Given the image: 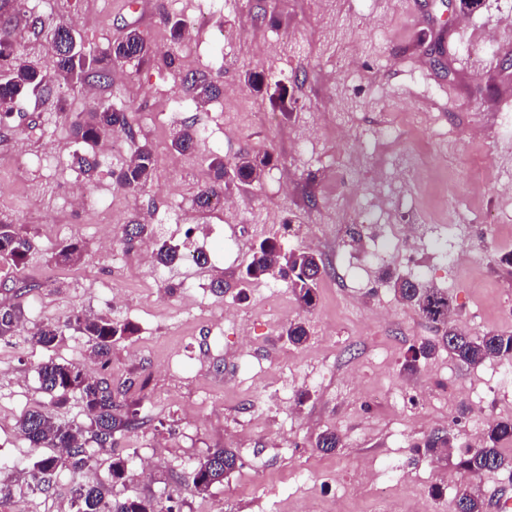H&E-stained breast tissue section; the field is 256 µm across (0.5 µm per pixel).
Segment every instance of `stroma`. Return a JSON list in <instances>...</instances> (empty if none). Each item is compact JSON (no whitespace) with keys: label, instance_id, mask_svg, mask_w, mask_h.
Here are the masks:
<instances>
[{"label":"stroma","instance_id":"stroma-1","mask_svg":"<svg viewBox=\"0 0 512 512\" xmlns=\"http://www.w3.org/2000/svg\"><path fill=\"white\" fill-rule=\"evenodd\" d=\"M139 2L135 12L120 0H10L0 9V29L39 69L50 61L35 16L68 24L88 48L134 27L152 49L149 60L115 67L96 97L55 78L0 125V222L26 226L34 242L19 273L32 291L0 289V302L20 303L27 329L102 313L138 328L105 367L72 331L48 350L26 334L0 341V480L26 479L36 459L16 426L23 412L87 421L78 396L56 407L41 389L38 368L53 359L107 378L116 401L143 419L116 433L114 446L149 462V476L132 474L117 496H170L181 512H302L310 494L319 512H453L464 474L415 447L437 431L466 444L486 417H512V358L456 360L389 278L449 290L470 334H512V0H482L470 12L445 0H229L196 25L198 54L175 69L162 62L181 51L167 20L196 17L199 0ZM248 71L286 86V101L250 90ZM191 73L221 94L195 102ZM99 98L127 113L129 129L123 151L87 176L75 158L102 145L77 140L71 123ZM186 126L210 128V140L171 151ZM144 143L151 184L118 186L113 171ZM245 150L273 163L249 189L229 187L235 209L197 212L191 230L168 222L172 209L192 207L213 154L229 164ZM354 152L358 176L331 192ZM75 183L95 209L71 205ZM151 210L152 240L182 254L166 267L123 239L128 219ZM409 226L408 251L400 239ZM272 235L284 250L321 256L313 308L279 277L240 286L253 245ZM213 237L229 239L226 255L197 264L194 253ZM72 241L79 258L56 263ZM217 278L224 292L212 288ZM294 319L311 330L299 348L283 334ZM423 340L437 351L407 374L410 348ZM328 429L343 446L327 454L314 442ZM213 448L233 449L240 465L202 496L187 474ZM107 473L108 456L96 451L78 477L29 494L33 512H75L74 483Z\"/></svg>","mask_w":512,"mask_h":512}]
</instances>
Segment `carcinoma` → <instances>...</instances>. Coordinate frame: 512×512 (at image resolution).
<instances>
[{
	"label": "carcinoma",
	"instance_id": "carcinoma-1",
	"mask_svg": "<svg viewBox=\"0 0 512 512\" xmlns=\"http://www.w3.org/2000/svg\"><path fill=\"white\" fill-rule=\"evenodd\" d=\"M50 61L55 74L69 86L93 80L98 83L109 81L112 66L125 62L145 60L151 55L150 48L142 33L129 29L125 36L99 52H87L78 47L74 51H62L49 43ZM0 68L7 72L0 78V122L12 115L13 105L31 92L46 89L48 73L19 62L14 42L8 32L0 31ZM190 86L200 99L218 95L219 88L205 78L190 77ZM128 126L127 114L101 103L88 113L84 121L73 123L76 138L88 143L96 141L101 133ZM197 132L184 128L171 139V147L183 153L194 147ZM135 159L122 167L116 181L130 190L142 189L152 180L153 155L143 144L135 153ZM270 155L241 152L233 162L232 171L221 155H215L210 162L212 176L208 184L199 190L195 204L201 209L213 205V200L224 195L228 187L227 174L241 185H251L270 165ZM33 250L32 237L14 224H0V264L19 268L23 266ZM322 260L308 251H286L276 241L266 239L254 250L246 267L244 281L261 280L278 275L286 280L299 304L308 309L315 302V286L320 277ZM394 292L399 298L414 306L425 319L445 328L443 341L448 354L468 365H480L487 360L506 356L512 357V334L487 332L481 336H470L459 329L452 320L455 305L452 295L434 287H422L416 291L405 287L400 277L392 278ZM23 324V309L17 305L0 304V340L17 335ZM68 330L86 338L91 352L102 365L110 362L112 342L131 336L135 328L128 322H117L104 315H75L66 321L47 322L31 334V340L43 347H53ZM285 336L294 347L303 346L309 330L302 320H292L285 327ZM436 346L423 343L413 351L411 359L404 364V370L412 372L419 358L434 354ZM41 389L61 402L66 395L79 394L88 426L77 425L57 419L47 409H31L22 413L17 429L29 447L42 450L31 474L33 486L43 489L63 472L72 476L79 474L92 460L93 443L99 449L109 450V481L95 485L75 483L73 505L76 512H157L151 500L137 497H115L114 485L125 483L130 477L129 455L112 449V437L123 430L134 429L140 424L135 409H122L116 404L112 385L105 377H94L71 363H58L49 359L38 368ZM512 441V419L498 418L488 424L486 445L480 449H465L459 454L458 466L474 476L512 468V458L504 456L498 443ZM340 438L333 431L318 435L316 447L324 452L336 450ZM454 438L444 435L429 437L422 445L424 455L438 461L453 453ZM238 457L230 449L216 448L199 459L188 473V485L197 493L206 494L216 486L224 485V479L237 467ZM485 501L475 485L466 483L456 488L453 498L454 512H484Z\"/></svg>",
	"mask_w": 512,
	"mask_h": 512
}]
</instances>
